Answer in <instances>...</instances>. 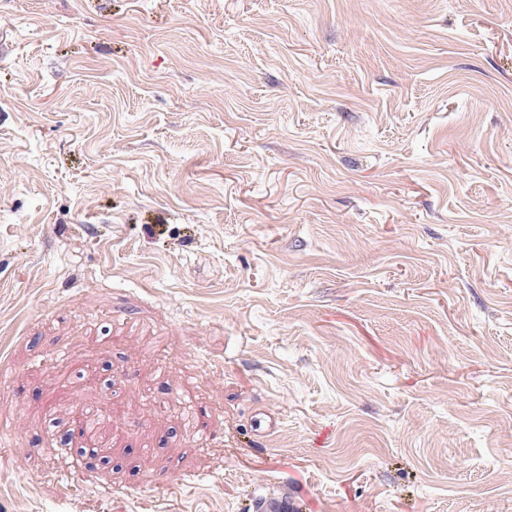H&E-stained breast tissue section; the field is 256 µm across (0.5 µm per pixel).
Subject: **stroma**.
Here are the masks:
<instances>
[{
    "label": "stroma",
    "mask_w": 512,
    "mask_h": 512,
    "mask_svg": "<svg viewBox=\"0 0 512 512\" xmlns=\"http://www.w3.org/2000/svg\"><path fill=\"white\" fill-rule=\"evenodd\" d=\"M0 370V512H512V0H0ZM255 510L258 512H295L296 504L288 492L278 496H260L255 501Z\"/></svg>",
    "instance_id": "stroma-1"
}]
</instances>
